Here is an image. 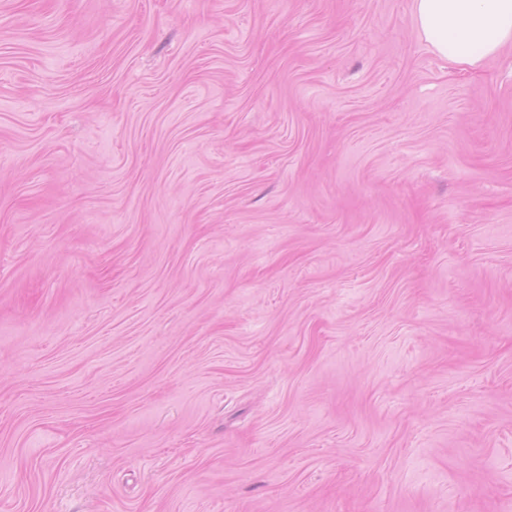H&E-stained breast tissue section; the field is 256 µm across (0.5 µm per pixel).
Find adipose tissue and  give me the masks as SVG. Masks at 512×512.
<instances>
[{
  "instance_id": "ef3b65f1",
  "label": "adipose tissue",
  "mask_w": 512,
  "mask_h": 512,
  "mask_svg": "<svg viewBox=\"0 0 512 512\" xmlns=\"http://www.w3.org/2000/svg\"><path fill=\"white\" fill-rule=\"evenodd\" d=\"M418 32L452 65L477 69L512 45V0H414Z\"/></svg>"
}]
</instances>
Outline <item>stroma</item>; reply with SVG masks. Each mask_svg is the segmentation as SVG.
<instances>
[{"mask_svg":"<svg viewBox=\"0 0 512 512\" xmlns=\"http://www.w3.org/2000/svg\"><path fill=\"white\" fill-rule=\"evenodd\" d=\"M0 512H512V46L0 0Z\"/></svg>","mask_w":512,"mask_h":512,"instance_id":"stroma-1","label":"stroma"}]
</instances>
